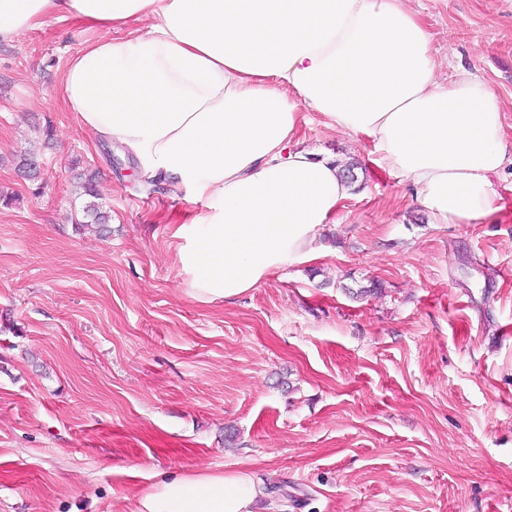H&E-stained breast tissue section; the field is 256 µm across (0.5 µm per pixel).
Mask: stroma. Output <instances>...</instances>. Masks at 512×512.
Returning a JSON list of instances; mask_svg holds the SVG:
<instances>
[{"mask_svg":"<svg viewBox=\"0 0 512 512\" xmlns=\"http://www.w3.org/2000/svg\"><path fill=\"white\" fill-rule=\"evenodd\" d=\"M410 6L438 81L492 88L512 156V0ZM106 35L51 17L0 43V512H130L156 475L225 468L259 512H512V166L488 223L431 224L307 113L300 143L355 161L354 196L313 260L202 302L177 235L195 204L64 103ZM86 170L102 232L76 227Z\"/></svg>","mask_w":512,"mask_h":512,"instance_id":"obj_1","label":"stroma"}]
</instances>
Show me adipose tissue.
<instances>
[{"label":"adipose tissue","mask_w":512,"mask_h":512,"mask_svg":"<svg viewBox=\"0 0 512 512\" xmlns=\"http://www.w3.org/2000/svg\"><path fill=\"white\" fill-rule=\"evenodd\" d=\"M50 17L111 32L67 64L81 127L200 203L179 229L194 298L230 300L312 259L352 196L336 160L300 148L309 112L365 138L429 223L500 210L495 180L512 159L495 94L467 71L438 82L406 0H0V42ZM259 495L245 471H203L161 478L132 512H253Z\"/></svg>","instance_id":"adipose-tissue-1"}]
</instances>
